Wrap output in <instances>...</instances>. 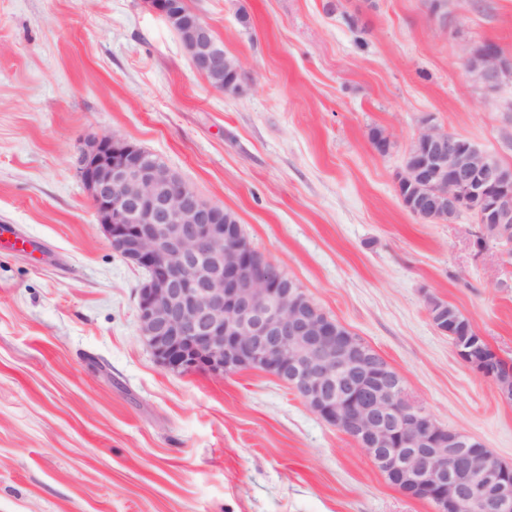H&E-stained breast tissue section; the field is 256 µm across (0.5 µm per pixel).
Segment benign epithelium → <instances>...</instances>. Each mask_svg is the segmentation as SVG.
I'll return each instance as SVG.
<instances>
[{"mask_svg":"<svg viewBox=\"0 0 512 512\" xmlns=\"http://www.w3.org/2000/svg\"><path fill=\"white\" fill-rule=\"evenodd\" d=\"M179 28L195 70L242 73L215 48L210 29L187 21L174 0H148ZM472 80L488 89L512 81V60L493 42L463 58ZM412 160L396 175L412 187L401 197L421 221L469 213L484 243L512 240V169L475 143L431 123L409 142ZM77 171L112 248L152 275L137 293L140 332L156 361L172 371L271 374L349 436L375 467L408 497L426 496L436 512H512V464L486 448L456 447L449 430L411 402L402 379L348 328L333 323L269 259L251 261L239 227L224 224V208L206 201L149 150L112 134L78 151ZM460 313L441 305L431 317L452 337L462 361L512 402V372L492 349L454 336Z\"/></svg>","mask_w":512,"mask_h":512,"instance_id":"benign-epithelium-1","label":"benign epithelium"}]
</instances>
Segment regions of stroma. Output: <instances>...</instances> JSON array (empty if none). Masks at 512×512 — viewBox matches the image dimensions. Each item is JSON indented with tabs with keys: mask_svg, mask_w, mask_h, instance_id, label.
<instances>
[{
	"mask_svg": "<svg viewBox=\"0 0 512 512\" xmlns=\"http://www.w3.org/2000/svg\"><path fill=\"white\" fill-rule=\"evenodd\" d=\"M188 4L241 61L238 95L146 0H0V225L33 241L0 242V512H435L275 377L161 366L139 332L144 275L76 158L102 133L156 154L410 400L512 463V403L426 306H455L512 360V266L471 215L421 222L395 185L429 121L512 167V83L484 91L462 65L486 41L512 58V0H448L444 19L428 0Z\"/></svg>",
	"mask_w": 512,
	"mask_h": 512,
	"instance_id": "stroma-1",
	"label": "stroma"
}]
</instances>
